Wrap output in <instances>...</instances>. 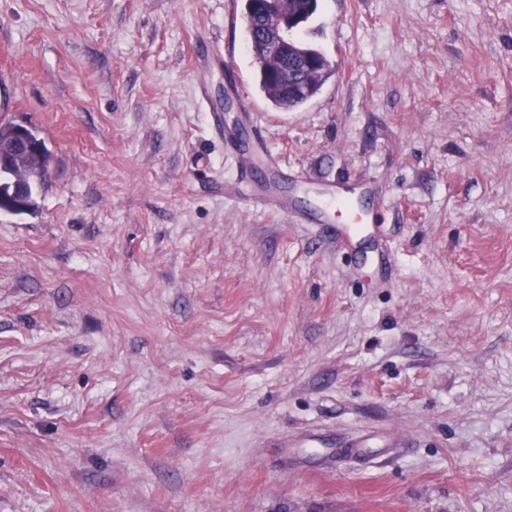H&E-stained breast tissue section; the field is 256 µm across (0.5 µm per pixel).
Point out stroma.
Returning <instances> with one entry per match:
<instances>
[{"instance_id":"obj_1","label":"stroma","mask_w":512,"mask_h":512,"mask_svg":"<svg viewBox=\"0 0 512 512\" xmlns=\"http://www.w3.org/2000/svg\"><path fill=\"white\" fill-rule=\"evenodd\" d=\"M262 99L224 0H0V512H512V0H320ZM216 62L197 70L200 48ZM312 212L225 203V127ZM14 126L16 128L17 137L15 129L11 124H0V211L17 214L11 209L9 201L11 199L10 193L12 189L11 174H13V170H18L19 166L16 158L12 157L11 164L3 168L4 162L1 160V151L7 154L37 153L42 151L46 144L41 137L30 134V128L19 124ZM14 139L12 150L9 153L11 142ZM53 164L51 153H41L38 160L32 163H23L21 167L24 170L26 181L22 175L13 178V205L20 212L34 211L36 208L35 194L41 184L46 181V173ZM27 184L26 207L24 206Z\"/></svg>"}]
</instances>
